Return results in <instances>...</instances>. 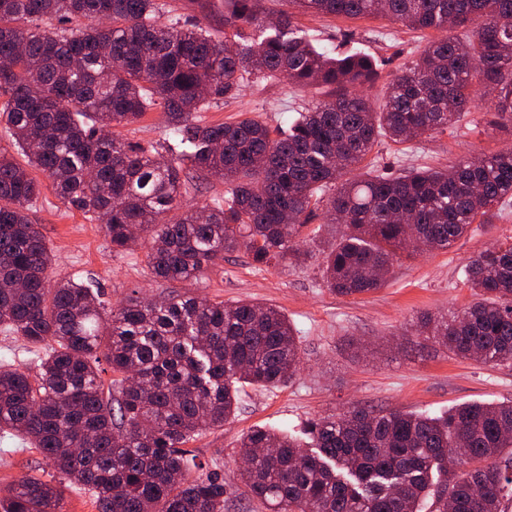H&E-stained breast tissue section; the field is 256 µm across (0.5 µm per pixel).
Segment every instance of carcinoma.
I'll use <instances>...</instances> for the list:
<instances>
[{"mask_svg": "<svg viewBox=\"0 0 512 512\" xmlns=\"http://www.w3.org/2000/svg\"><path fill=\"white\" fill-rule=\"evenodd\" d=\"M299 12L385 16L445 33L402 67L381 98L376 63L312 46L281 13L259 41L257 0H226L234 48L195 25L156 21V0H0V124L22 165L0 148V331L43 351L36 378L0 369V430L23 437L97 512H224V479L184 446L238 408L237 384L291 380L300 340L277 307L226 305L176 294L106 308L91 285L57 279L52 249L30 208L40 182L104 222L114 252L151 233L155 278H197L203 263L244 251L257 267L313 258L304 232L325 202L338 237L323 253L326 286L342 296L384 286L377 270L402 253L446 250L472 224H492L512 202V141L444 169L355 179L380 137L404 143L455 126L467 112L512 125V0H289ZM105 17L107 26L96 24ZM57 19L71 28L42 27ZM334 87L273 134L260 121L201 124L210 103L247 75ZM162 108L182 150L125 143L110 132ZM224 180V201L167 214L196 176ZM474 300L419 326L448 354L512 364V239L469 258ZM119 378L104 388L100 362ZM313 450L254 428L241 439L243 482L273 512H509L512 402H474L441 415L397 408L312 420ZM458 471L448 468V456ZM61 491L37 477L0 496V512H58Z\"/></svg>", "mask_w": 512, "mask_h": 512, "instance_id": "obj_1", "label": "carcinoma"}]
</instances>
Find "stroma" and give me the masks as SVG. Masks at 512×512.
Wrapping results in <instances>:
<instances>
[{
    "instance_id": "35a3bbf8",
    "label": "stroma",
    "mask_w": 512,
    "mask_h": 512,
    "mask_svg": "<svg viewBox=\"0 0 512 512\" xmlns=\"http://www.w3.org/2000/svg\"><path fill=\"white\" fill-rule=\"evenodd\" d=\"M157 3L159 23L195 24L212 37L223 38L224 0ZM299 26L315 46L370 56L380 73L372 90L378 97L400 67L414 61L428 42L419 31L374 16L303 15ZM323 96L320 88L250 76L237 96L211 104L197 118L208 124L249 117L283 129L296 112ZM167 129L166 114L154 109L116 128L115 134L148 147L162 143ZM511 141L512 129L493 126L489 116L470 112L455 127L416 141L380 138L359 173L370 174L375 162L393 163L399 171L409 165L445 168L494 153ZM37 179L41 195L29 216L52 247L56 277L94 278L105 300L114 306L136 296L158 301L183 293L228 305L269 304L284 312L296 328L303 358L298 375L267 390L243 385L234 417L224 426L204 429L187 445L198 462L223 475L224 512H269L266 504L247 493L240 477L238 443L253 428L300 437L310 420L354 405L440 414L468 402H512V367L450 356L436 339L417 332L421 316L450 317L472 302L462 268L470 257L512 236V212L492 224L472 225L467 236L446 251L399 258L380 290L343 297L324 286L317 260L336 239L333 225H318L311 243L315 257L301 267L260 269L244 253L234 252L221 262L204 265L198 278L165 281L154 278L148 269V240H140L126 252L110 251L100 225L66 208L45 174ZM25 477L62 486L60 512H96L89 492L65 485L38 450L19 436L0 432V490L16 486Z\"/></svg>"
}]
</instances>
